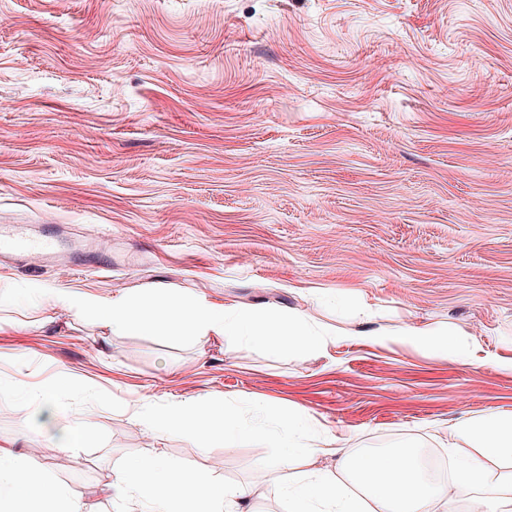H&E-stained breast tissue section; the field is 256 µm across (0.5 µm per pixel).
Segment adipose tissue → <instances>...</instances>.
<instances>
[{
  "label": "adipose tissue",
  "instance_id": "1",
  "mask_svg": "<svg viewBox=\"0 0 512 512\" xmlns=\"http://www.w3.org/2000/svg\"><path fill=\"white\" fill-rule=\"evenodd\" d=\"M398 342L457 355L456 333L434 328L407 327ZM262 420L254 427L243 426L235 411L207 401L172 402L160 408L142 407L132 419L147 431L182 435L206 446L220 437L225 443L248 436L287 449L289 455L325 453V446L305 438V418L293 411L261 408ZM452 436L471 448L470 455L457 457L453 482L457 490L471 496V512H512V471L501 474L500 495L492 499L472 497L474 486L484 482L490 464L512 460V414L493 413L467 418L456 424ZM338 472H322L290 492V512H448V496L443 487L428 483L419 460L410 451H364L337 448L332 451ZM365 487L366 497L348 491L342 473ZM112 498L140 499L157 512H183L184 503L197 505L198 512H245L251 490L226 488L223 482L193 476L157 458H145L118 472L104 488ZM46 504L50 512H82L79 499L64 493L40 470L20 464L0 448V512H32L33 503Z\"/></svg>",
  "mask_w": 512,
  "mask_h": 512
}]
</instances>
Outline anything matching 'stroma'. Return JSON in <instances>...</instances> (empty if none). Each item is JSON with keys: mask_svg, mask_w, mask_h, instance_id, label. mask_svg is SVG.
Returning a JSON list of instances; mask_svg holds the SVG:
<instances>
[{"mask_svg": "<svg viewBox=\"0 0 512 512\" xmlns=\"http://www.w3.org/2000/svg\"><path fill=\"white\" fill-rule=\"evenodd\" d=\"M1 224L61 258L0 262V290L164 285L333 334L275 359L0 306V446L84 512H149L100 493L147 456L255 487L250 512H289L288 484L333 465L127 414L175 398L447 455L460 418L512 414V0H0ZM407 325L453 328L461 354L391 340ZM62 378L57 410L27 404ZM81 418L61 470L43 450Z\"/></svg>", "mask_w": 512, "mask_h": 512, "instance_id": "obj_1", "label": "stroma"}]
</instances>
